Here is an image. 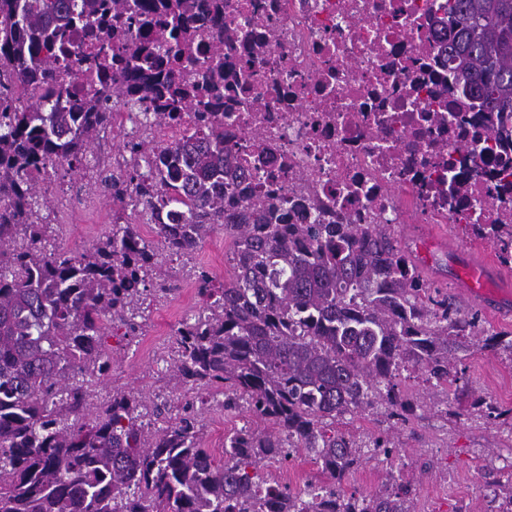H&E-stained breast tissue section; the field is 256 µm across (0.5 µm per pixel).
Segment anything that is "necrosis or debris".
<instances>
[{
	"label": "necrosis or debris",
	"instance_id": "necrosis-or-debris-1",
	"mask_svg": "<svg viewBox=\"0 0 512 512\" xmlns=\"http://www.w3.org/2000/svg\"><path fill=\"white\" fill-rule=\"evenodd\" d=\"M198 4L192 58H166L186 106L143 135L189 139L202 99L224 116L229 178L296 219L316 199L324 224H512V185L461 152L485 130L438 48L448 0Z\"/></svg>",
	"mask_w": 512,
	"mask_h": 512
}]
</instances>
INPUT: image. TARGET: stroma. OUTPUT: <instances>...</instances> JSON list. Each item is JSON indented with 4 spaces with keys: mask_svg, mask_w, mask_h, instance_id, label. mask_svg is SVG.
Returning a JSON list of instances; mask_svg holds the SVG:
<instances>
[{
    "mask_svg": "<svg viewBox=\"0 0 512 512\" xmlns=\"http://www.w3.org/2000/svg\"><path fill=\"white\" fill-rule=\"evenodd\" d=\"M118 147V139L105 135L92 145L83 166L59 170L41 183L39 214L50 226V245L76 251L111 230L116 212L98 175L111 169ZM393 231L401 242L414 244L420 257L433 266L432 278L439 287L456 296L464 307L480 311L486 331L512 332V283L504 277L505 268L497 260L492 242L474 238L460 224H397ZM467 254L491 260L487 297H472L453 282L456 267ZM162 263L164 284L172 293L144 310L139 319L140 336H117L109 341L112 368L95 388L98 399L111 397L116 389L146 397L168 383L166 365L152 353L150 342L157 337H175L186 313L197 308L199 300L189 274L191 263L169 256L163 257ZM457 357L468 369V393L444 403L423 375L407 377L405 386L416 411L409 424L392 433L396 452L384 462L363 460L346 476V491L376 494L391 472L413 486L417 512H490L494 495L512 486V353L484 347L482 337L474 336ZM476 397L496 407L495 418L473 408ZM202 419L203 445L217 457L226 435L257 422L246 409L207 410ZM271 473L295 491L328 480L304 452L273 465Z\"/></svg>",
    "mask_w": 512,
    "mask_h": 512,
    "instance_id": "obj_1",
    "label": "stroma"
}]
</instances>
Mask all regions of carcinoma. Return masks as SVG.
I'll use <instances>...</instances> for the list:
<instances>
[{"instance_id":"obj_1","label":"carcinoma","mask_w":512,"mask_h":512,"mask_svg":"<svg viewBox=\"0 0 512 512\" xmlns=\"http://www.w3.org/2000/svg\"><path fill=\"white\" fill-rule=\"evenodd\" d=\"M128 0H0V512H414L396 480L366 497L343 489L362 445L336 420L382 410L406 424L414 404L401 372L417 369L448 395L465 393L454 352L481 332V314L428 282L422 261L387 224H292L288 208L224 180V117L201 115L184 143L122 140L124 168L100 174L112 205L154 221L112 231L80 251L48 250L34 170L83 164L112 126V104L159 119L181 105L174 74L103 69L107 91L60 102L55 66L69 32L88 16L120 15ZM172 42L196 0H135ZM441 55L464 92L481 100L487 135L468 147L512 144V0H449ZM155 31L128 51L151 57ZM18 84L29 103L14 102ZM231 239V276L195 271L199 308L164 359L181 385L216 390L226 411L247 407L265 426L224 439V464L202 447L204 424L188 403L170 421L168 399L116 390L96 404L108 366V331L136 333L159 283L162 252L191 259L217 229ZM512 267V224H470ZM330 478L293 492L266 473L293 450Z\"/></svg>"}]
</instances>
